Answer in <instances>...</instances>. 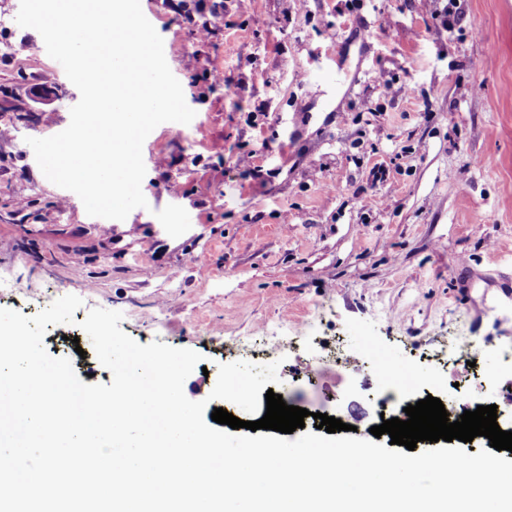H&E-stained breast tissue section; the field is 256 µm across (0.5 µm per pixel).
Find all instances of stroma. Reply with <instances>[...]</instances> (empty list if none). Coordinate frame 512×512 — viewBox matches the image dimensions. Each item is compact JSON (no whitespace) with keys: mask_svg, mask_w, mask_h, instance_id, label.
<instances>
[{"mask_svg":"<svg viewBox=\"0 0 512 512\" xmlns=\"http://www.w3.org/2000/svg\"><path fill=\"white\" fill-rule=\"evenodd\" d=\"M140 2L195 117L147 137L148 205L119 221L37 165L80 93L0 0V308L80 297L43 342L88 385L109 381L80 326L98 307L201 354L194 401L219 365L276 361L306 431L320 412L369 438L378 383L327 363L365 336L444 402L489 374L469 403L512 425V371L455 364L466 339L512 347V0Z\"/></svg>","mask_w":512,"mask_h":512,"instance_id":"stroma-1","label":"stroma"}]
</instances>
